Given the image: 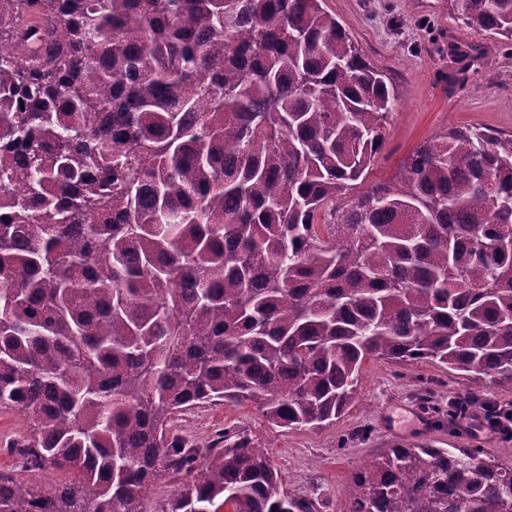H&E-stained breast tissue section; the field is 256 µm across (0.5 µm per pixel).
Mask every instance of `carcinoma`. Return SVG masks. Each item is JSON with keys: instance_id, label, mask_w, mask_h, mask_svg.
<instances>
[{"instance_id": "carcinoma-1", "label": "carcinoma", "mask_w": 512, "mask_h": 512, "mask_svg": "<svg viewBox=\"0 0 512 512\" xmlns=\"http://www.w3.org/2000/svg\"><path fill=\"white\" fill-rule=\"evenodd\" d=\"M323 0H0V409L27 414L0 512H317L245 431L331 424L368 359L512 385V133L461 126L359 190L395 100ZM512 42V0H448ZM329 235L319 232V213ZM348 512H512L479 448H388ZM181 477L166 476L157 482L150 501L147 504L148 511L158 512L161 510L162 505L172 497L178 490L184 480Z\"/></svg>"}]
</instances>
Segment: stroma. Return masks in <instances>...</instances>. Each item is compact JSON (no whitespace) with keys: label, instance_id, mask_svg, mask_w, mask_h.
I'll return each mask as SVG.
<instances>
[{"label":"stroma","instance_id":"35a3bbf8","mask_svg":"<svg viewBox=\"0 0 512 512\" xmlns=\"http://www.w3.org/2000/svg\"><path fill=\"white\" fill-rule=\"evenodd\" d=\"M442 0H324L323 7L349 32L366 59L396 90L384 145L364 183L392 178L403 160L424 141L456 126H481L512 132V47L474 65L464 82L451 83L455 69L452 41L479 42ZM470 385L464 373L430 362L369 360L356 397L332 425L317 430L271 426L252 405L206 404L176 415L173 433L206 447L232 427L245 431L268 452L293 496L318 501L321 512H346V488L363 463L383 449L426 443L436 448H482L512 467V442L478 440L464 430L438 426L421 410L418 397L431 391L434 405ZM30 429L26 414L0 410V471L20 468L15 448Z\"/></svg>","mask_w":512,"mask_h":512}]
</instances>
